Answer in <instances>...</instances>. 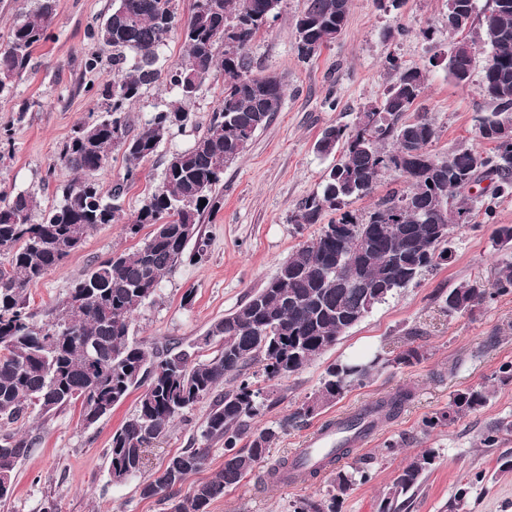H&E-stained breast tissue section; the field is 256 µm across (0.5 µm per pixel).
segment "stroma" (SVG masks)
I'll list each match as a JSON object with an SVG mask.
<instances>
[{"mask_svg": "<svg viewBox=\"0 0 512 512\" xmlns=\"http://www.w3.org/2000/svg\"><path fill=\"white\" fill-rule=\"evenodd\" d=\"M304 5L305 0H280L276 21L249 48L253 74H274L284 82L281 110L225 169L222 208L205 215L201 226L205 261L176 266L163 278L153 301L136 313L130 334L145 346L203 336L213 321L263 287L299 244L318 235L319 225L300 232L289 222L299 203L320 191L325 174L338 161L337 156L317 153L315 144L326 127L353 124L364 108L380 104L393 79L385 67L387 58L427 74L422 93L403 118L427 115L438 130L434 153L444 156L461 146L489 148L479 142L473 118L490 109L481 92L490 49L476 51L467 85L449 78L443 64L452 42L446 0H405L397 8L391 0H350L343 34L309 60L296 48L295 21ZM111 6L112 0H56L49 37L34 49L29 72L0 95V126L13 127L11 143L0 146V199L29 192L46 209L59 202L63 187L74 179V172L60 164L59 153L99 102L90 84H103L112 76L107 62L97 73L84 70L85 58L97 49L90 33ZM220 87L217 79L201 86L187 105L191 123L162 142L156 155L143 163L138 179L125 184L120 199L124 218L133 217L158 186L169 155L206 132ZM472 205L479 212L491 208L492 222L456 228L448 262L425 273L418 286L394 291L298 373L260 384L271 405L259 424L283 427L267 455L271 462L292 455L323 422L352 415L400 386H415V397L400 416L342 461L345 469L360 457L372 464L369 481L342 497L340 512H378L380 494L396 470L428 448L437 455L436 466L409 512H451L457 490L466 484L471 490L464 512H512V470L501 467L502 460L512 458V431L501 432L494 446L480 443L496 422L512 421V381L499 379L500 366L512 363V294L497 297L474 314L455 317L444 314L436 300L439 292L471 277L493 280L502 263L512 259V248L499 247L492 238L494 225L512 224V196L495 197L487 191L473 198ZM151 231L147 225L130 235L120 224L94 230L79 251L29 287L28 311L34 321L44 322L46 310L65 299L98 262L115 251H134ZM414 328L419 335L412 340L408 333ZM411 340L426 353L420 362L387 367L307 425H288L289 415L313 394L329 365L378 352L390 357ZM480 384L490 390L485 407L445 427H424L425 417L447 407L456 390ZM136 402V395H129L111 415L89 427L74 407L44 416L34 413L15 424V431L37 437L38 443L19 466L14 494L0 503V512H42L48 500L56 512H165L162 502L140 497L138 479L115 485L109 478L105 450L113 432L134 413ZM208 411V402L196 404L184 421L154 443L147 452V471L199 446ZM389 440L402 446L385 457L381 448ZM332 488L329 473L276 486L266 481L260 466L226 490L210 512H289L293 503L320 499Z\"/></svg>", "mask_w": 512, "mask_h": 512, "instance_id": "obj_1", "label": "stroma"}]
</instances>
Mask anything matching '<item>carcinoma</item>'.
<instances>
[{
	"instance_id": "carcinoma-1",
	"label": "carcinoma",
	"mask_w": 512,
	"mask_h": 512,
	"mask_svg": "<svg viewBox=\"0 0 512 512\" xmlns=\"http://www.w3.org/2000/svg\"><path fill=\"white\" fill-rule=\"evenodd\" d=\"M279 2L195 0L183 22L175 0H113L112 12L91 33L100 52L86 57L85 71L97 70L101 53L110 51L113 78L99 89L100 110L77 125L60 152L62 164L78 178L64 186L60 203L36 223L32 216L40 204L35 195L20 192L0 201V249L11 254L9 267H0V477L8 476V482L0 480V503L12 497L16 467L36 444V438L10 426L36 408L47 414L68 407L79 408L90 426L138 389L135 412L112 434L107 448L112 483L140 474L152 442L187 410L208 400L202 431L207 445L171 456L144 478L139 492L144 499L163 501L167 512H209L225 489L264 462L282 430L280 424L251 426L267 408L256 378L278 381L299 372L335 346L370 308L397 289L417 285L424 271L448 261L453 230L479 217L468 203L469 186L488 180L494 195H512V0H487L481 17L475 15L474 0H448L454 17L448 31L461 35L448 57L449 77L466 84L476 46L491 47L481 89L493 110L476 116L477 137L493 144L491 151L432 153L434 125L426 118L401 121L424 88L426 72L389 61L395 79L383 102L360 112L353 127L322 132L317 152L339 151L341 158L321 192L290 216V223L301 228L321 224L323 214L331 211L336 218L330 223L350 224L357 235L328 239L321 231L299 245L262 288L215 321L200 342L148 349L131 341L133 314L155 297L164 276L186 260L204 259L201 244L191 251L188 247L199 236L204 212L221 208L216 188L224 181L225 157H240L282 107L283 82L275 75L252 74L248 62L249 45L275 20ZM348 2L306 0L295 22L301 57L311 59L336 42L347 22ZM55 6L56 0H36L35 9L12 28L0 51V94L28 72L34 48L48 37ZM176 33L182 53L164 65L160 51ZM217 72L220 99L206 133L168 158L161 182L128 225L132 234L146 224H163L165 232L154 231L135 251L115 252L99 262L45 322H34L26 311L27 289L78 251L98 226L122 219L115 201L123 185L106 191L91 175L118 150L126 162L125 181H135L160 143L190 121L182 105L171 103L130 134V107L142 89L164 83L186 101ZM386 170L399 173L407 186L389 191L365 217L348 210L351 200L372 192ZM509 293L512 262L493 282L476 276L437 301L450 316L471 315ZM204 346L213 352L201 360L198 352ZM424 356L422 347L409 345L378 363L371 357L332 364L288 422L307 421L388 365H410ZM226 381L231 387L218 391ZM488 396L484 386L459 390L447 408L425 418L424 426L447 425L485 406ZM414 397L415 388L405 385L336 422L340 438L330 455L348 454L352 441L396 419ZM245 436L247 447H238ZM215 441L224 444V465L178 497L188 477L206 465L208 444ZM435 459L434 451L426 449L407 462L383 491L379 512H405ZM370 463L360 459L351 470L338 471L329 497L302 499L293 504V512H337L340 497L368 481Z\"/></svg>"
}]
</instances>
